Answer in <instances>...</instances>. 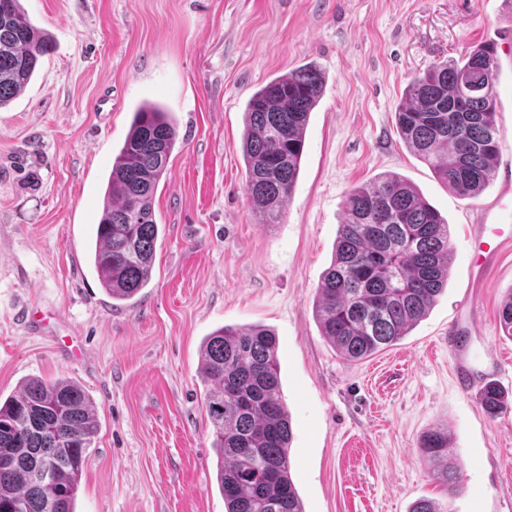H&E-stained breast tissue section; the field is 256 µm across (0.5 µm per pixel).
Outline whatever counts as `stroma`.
Segmentation results:
<instances>
[{"label":"stroma","mask_w":512,"mask_h":512,"mask_svg":"<svg viewBox=\"0 0 512 512\" xmlns=\"http://www.w3.org/2000/svg\"><path fill=\"white\" fill-rule=\"evenodd\" d=\"M50 33L25 91L0 109V399L24 381L70 380L98 433L76 512H224L205 409L201 346L217 328L260 325L279 343L292 426L291 476L304 512H512V337L497 311L512 246L472 284L470 222L499 190L448 189L398 135L410 79L490 43L499 64L501 159L512 160V0H21ZM308 63L325 76L283 223L260 224L246 194L249 98ZM177 124L154 198L162 238L150 284L118 303L91 264L112 160L143 102ZM394 172L444 216L448 283L396 344L350 362L322 336L317 287L343 200ZM45 322L31 333L23 309ZM470 313L477 335L450 339ZM475 387L453 377L458 349ZM446 428L460 468L447 490L420 455ZM505 393L495 381L484 383L481 391V404L484 411L492 418L504 409Z\"/></svg>","instance_id":"obj_1"}]
</instances>
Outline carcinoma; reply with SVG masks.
<instances>
[{"label":"carcinoma","mask_w":512,"mask_h":512,"mask_svg":"<svg viewBox=\"0 0 512 512\" xmlns=\"http://www.w3.org/2000/svg\"><path fill=\"white\" fill-rule=\"evenodd\" d=\"M0 9V109L28 86L51 49L49 33L30 20L20 0ZM490 44L460 61L440 62L415 76L395 112L404 142L457 194L476 198L491 181L500 155L496 93L469 90L486 74L498 84ZM324 89L322 72L306 64L282 74L248 100L242 153L246 190L260 224H281L297 180L309 116ZM177 141L175 120L159 104L134 112L114 157L106 204L96 227L92 264L114 300L137 295L152 279L159 236L153 199L167 177ZM452 246L440 212L393 174L351 188L344 199L335 256L317 288L322 336L341 358L356 361L398 342L434 306L448 280ZM512 337V292L498 308ZM202 377L211 385L205 406L217 457L216 480L225 512H303L292 481V429L280 392L278 342L261 326H224L207 337ZM505 393L484 383L481 404L492 418ZM98 431L92 404L75 383L39 379L0 403V512H76L75 499ZM422 459L434 478L458 486L448 431L425 433ZM56 472L41 477L40 462Z\"/></svg>","instance_id":"obj_1"}]
</instances>
